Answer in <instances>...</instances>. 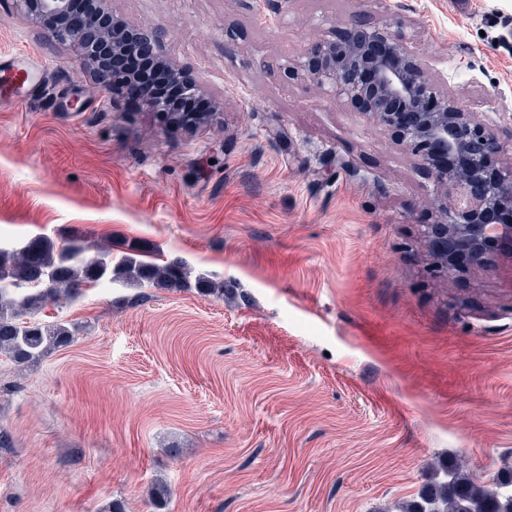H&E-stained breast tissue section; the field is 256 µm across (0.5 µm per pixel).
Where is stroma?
<instances>
[{"label": "stroma", "instance_id": "1", "mask_svg": "<svg viewBox=\"0 0 512 512\" xmlns=\"http://www.w3.org/2000/svg\"><path fill=\"white\" fill-rule=\"evenodd\" d=\"M214 105L173 128L105 97L0 0V246L82 235L223 280L89 284L39 320L73 346L0 353V512H397L434 467L512 473V236L439 271L420 158L331 86L285 75L353 20L512 134V0H110ZM176 446L172 457L167 447Z\"/></svg>", "mask_w": 512, "mask_h": 512}]
</instances>
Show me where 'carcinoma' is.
Masks as SVG:
<instances>
[{
	"instance_id": "carcinoma-1",
	"label": "carcinoma",
	"mask_w": 512,
	"mask_h": 512,
	"mask_svg": "<svg viewBox=\"0 0 512 512\" xmlns=\"http://www.w3.org/2000/svg\"><path fill=\"white\" fill-rule=\"evenodd\" d=\"M86 239L72 237L62 245L44 237L14 248L0 247V352L18 366L38 363L48 354L70 346L77 332L69 321L41 322L35 315L49 303L66 304L89 283L108 281L127 287L190 289L224 296V281H216L180 260L148 263L136 245L118 256L102 248L88 258ZM169 490L158 482L152 505L163 512ZM399 512H512V475L492 486L446 467L436 471L428 490L399 505Z\"/></svg>"
}]
</instances>
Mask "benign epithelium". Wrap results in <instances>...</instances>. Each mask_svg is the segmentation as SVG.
Masks as SVG:
<instances>
[{
    "label": "benign epithelium",
    "mask_w": 512,
    "mask_h": 512,
    "mask_svg": "<svg viewBox=\"0 0 512 512\" xmlns=\"http://www.w3.org/2000/svg\"><path fill=\"white\" fill-rule=\"evenodd\" d=\"M24 13L56 39L70 44L80 70L95 71L103 92L135 74L119 65L150 61L174 68L156 51V38L126 25L97 0L99 9L81 16L73 0H17ZM310 80L329 84L366 119L391 133L414 152L434 182L452 196L441 220L427 225L441 268L453 267V253L464 251L483 261L498 235L512 225L491 224L487 213L512 208V164L505 165V141L478 118L465 100L439 92L425 65L386 28L357 22L340 35L313 43L297 66Z\"/></svg>",
    "instance_id": "benign-epithelium-1"
}]
</instances>
